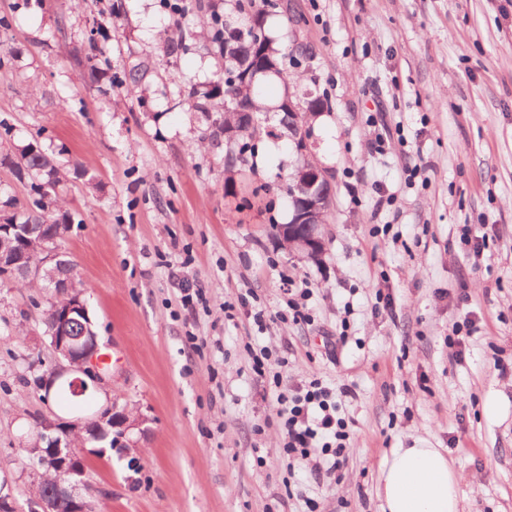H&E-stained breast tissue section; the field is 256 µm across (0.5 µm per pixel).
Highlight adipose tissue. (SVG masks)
<instances>
[{
    "mask_svg": "<svg viewBox=\"0 0 512 512\" xmlns=\"http://www.w3.org/2000/svg\"><path fill=\"white\" fill-rule=\"evenodd\" d=\"M378 490L383 512H459L458 477L439 448L392 449Z\"/></svg>",
    "mask_w": 512,
    "mask_h": 512,
    "instance_id": "ef3b65f1",
    "label": "adipose tissue"
}]
</instances>
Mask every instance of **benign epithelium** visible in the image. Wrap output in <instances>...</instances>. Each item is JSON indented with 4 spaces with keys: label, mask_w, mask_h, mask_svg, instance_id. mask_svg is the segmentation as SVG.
I'll use <instances>...</instances> for the list:
<instances>
[{
    "label": "benign epithelium",
    "mask_w": 512,
    "mask_h": 512,
    "mask_svg": "<svg viewBox=\"0 0 512 512\" xmlns=\"http://www.w3.org/2000/svg\"><path fill=\"white\" fill-rule=\"evenodd\" d=\"M247 30L256 48L260 49L254 61L246 64L247 70L244 72V77L254 82L258 76L276 71L277 66L261 51L268 40L264 23L253 20ZM224 108L235 112L238 129L249 133L255 131L253 113L243 109L233 99L225 102ZM293 143L296 152L306 159V163L298 169L295 180L288 184V196L294 201V220L285 228V233L308 259L317 262L322 254L319 226L323 223L332 197L330 176L325 169L307 162L312 149L307 131H299L293 137ZM42 239L44 258L41 262L34 265L27 262L24 248L19 247L12 259L5 261L0 258V279L11 283L21 276L32 282L44 280L49 287H68V282L62 280L64 261L61 260L63 252L58 244L59 236L49 230L42 234ZM77 312L86 314V304L80 294L71 295L64 306L53 310L49 340L56 360L47 369L46 381L55 383L67 378L72 391L81 395L87 392L88 384L79 375L87 376L94 383L101 380V375L99 344L95 333L81 336L71 333L73 314ZM82 429L91 435L98 434V430L89 427L82 418L69 422L44 418L36 426L35 448L39 465L61 475V481L57 483V497L38 500L39 512H59L63 500L67 502L69 512H89L90 501L75 495L77 487L87 486V480L83 471L74 465L71 448L72 435ZM0 512H15L11 485L6 478L0 482Z\"/></svg>",
    "instance_id": "benign-epithelium-1"
}]
</instances>
